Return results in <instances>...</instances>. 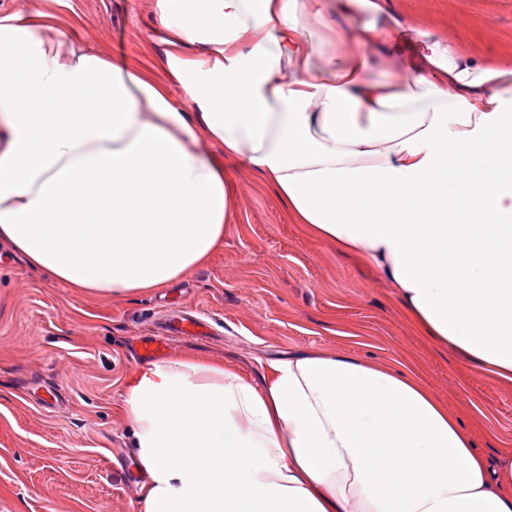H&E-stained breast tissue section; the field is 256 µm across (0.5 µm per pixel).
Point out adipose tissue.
Wrapping results in <instances>:
<instances>
[{
  "label": "adipose tissue",
  "instance_id": "ef3b65f1",
  "mask_svg": "<svg viewBox=\"0 0 512 512\" xmlns=\"http://www.w3.org/2000/svg\"><path fill=\"white\" fill-rule=\"evenodd\" d=\"M155 5L158 73L0 15V241L89 296L166 287L224 245L227 156L423 336L512 382V64L384 0ZM120 409L140 512H512V448L487 458L406 369L300 353L256 383L184 353L135 366Z\"/></svg>",
  "mask_w": 512,
  "mask_h": 512
}]
</instances>
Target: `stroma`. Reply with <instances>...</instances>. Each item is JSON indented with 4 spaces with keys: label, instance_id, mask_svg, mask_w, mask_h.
<instances>
[{
    "label": "stroma",
    "instance_id": "35a3bbf8",
    "mask_svg": "<svg viewBox=\"0 0 512 512\" xmlns=\"http://www.w3.org/2000/svg\"><path fill=\"white\" fill-rule=\"evenodd\" d=\"M391 15L470 53L512 55V0H387ZM50 11L67 38L160 69L154 0H0V13ZM242 193L224 247L170 287L88 297L0 242V512H139L141 476L119 406L140 340L169 310H196L207 334H167L164 357L195 350L258 376L299 352L406 365L444 398L478 448L512 446V383L476 374L404 318L374 271L291 223L285 204L234 160Z\"/></svg>",
    "mask_w": 512,
    "mask_h": 512
}]
</instances>
